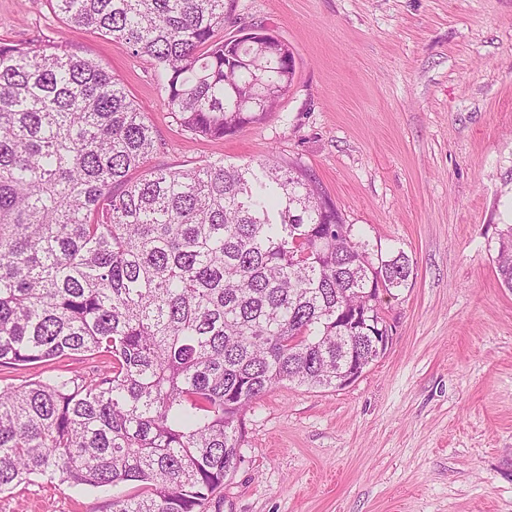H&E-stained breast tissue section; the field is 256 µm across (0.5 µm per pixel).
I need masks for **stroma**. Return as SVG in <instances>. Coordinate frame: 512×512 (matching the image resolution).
<instances>
[{"mask_svg":"<svg viewBox=\"0 0 512 512\" xmlns=\"http://www.w3.org/2000/svg\"><path fill=\"white\" fill-rule=\"evenodd\" d=\"M268 29L296 74L265 123L183 134L148 59L69 26L48 0H0V39L99 63L153 123L171 170L299 162L345 223L415 266L383 296L384 357L341 390L275 387L244 416L241 462L206 512H512V0H234L225 37ZM39 479L0 512H106ZM501 248L497 258V269L506 288L512 289V225H509L504 234ZM507 239V241H505Z\"/></svg>","mask_w":512,"mask_h":512,"instance_id":"stroma-1","label":"stroma"}]
</instances>
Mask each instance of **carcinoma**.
I'll list each match as a JSON object with an SVG mask.
<instances>
[{"mask_svg": "<svg viewBox=\"0 0 512 512\" xmlns=\"http://www.w3.org/2000/svg\"><path fill=\"white\" fill-rule=\"evenodd\" d=\"M49 2L148 57L192 137L264 123L294 81L276 36L224 38L226 0ZM158 149L98 63L0 43V367L89 363L0 387V493L40 478L112 489L111 512H203L252 400L381 358L366 301L408 285L407 254L298 164L147 167ZM497 269L512 289V225Z\"/></svg>", "mask_w": 512, "mask_h": 512, "instance_id": "carcinoma-1", "label": "carcinoma"}]
</instances>
